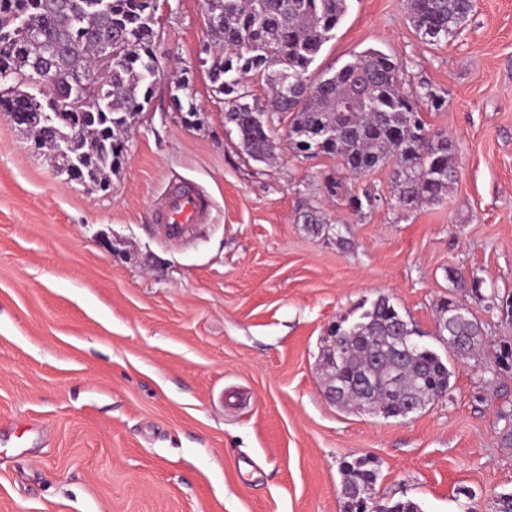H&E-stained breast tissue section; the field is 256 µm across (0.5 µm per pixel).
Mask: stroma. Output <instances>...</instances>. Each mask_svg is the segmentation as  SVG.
Returning <instances> with one entry per match:
<instances>
[{
    "instance_id": "stroma-1",
    "label": "stroma",
    "mask_w": 512,
    "mask_h": 512,
    "mask_svg": "<svg viewBox=\"0 0 512 512\" xmlns=\"http://www.w3.org/2000/svg\"><path fill=\"white\" fill-rule=\"evenodd\" d=\"M347 4L311 70L375 48L401 63L405 89L444 96L421 108L456 147L440 201L407 210L389 168L353 179L297 156L285 114L276 161L252 160L200 64L203 0L157 12L159 68L188 71L196 123L159 81L108 192L64 182L0 113V512H344L343 464L357 459L377 473L374 499L422 512H494L512 494L498 419L512 410V0H476L438 45L405 0ZM183 183L212 209L173 238L153 209ZM365 190L377 204L353 211ZM303 202L329 231L294 222ZM381 295L452 372L407 419L323 395L329 329ZM449 297L482 324L474 355L453 357L436 333Z\"/></svg>"
}]
</instances>
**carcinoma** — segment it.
I'll return each mask as SVG.
<instances>
[{"instance_id": "1", "label": "carcinoma", "mask_w": 512, "mask_h": 512, "mask_svg": "<svg viewBox=\"0 0 512 512\" xmlns=\"http://www.w3.org/2000/svg\"><path fill=\"white\" fill-rule=\"evenodd\" d=\"M0 0V112H56L57 101L74 93L69 79L88 74L99 108L73 121L82 147L75 155L58 151L57 133L40 120V147L52 152L61 172L73 171L80 183L107 189L120 170L131 120L155 91L157 69L156 0ZM209 40L205 47L212 90L224 102V125L235 130L242 150L253 160L275 159V114L290 117L288 146L305 157L336 158L350 175L361 177L390 166V182L400 205L416 209L436 202L457 180L455 147L448 135L426 127L419 99L401 86V64L368 48L333 72L311 79L309 70L334 36L347 0H203ZM472 0H407V20L426 42L448 41L472 11ZM112 41V66L102 62L104 42ZM8 44L3 49L1 45ZM47 62L52 80L39 78ZM263 82L265 99L250 91L245 76ZM295 223L320 234L328 229L324 212L309 204L295 210ZM350 342L336 366L348 385L340 403L359 402L358 375L366 373L372 392L390 417L405 402L440 399L450 388L451 372L441 357L423 346L405 350L398 336H421L381 295L355 328L341 326ZM437 335L454 341L457 357L482 347V325L469 308L448 298L439 306ZM342 485L347 512H357V494L374 484L375 472L357 459L344 464ZM379 512H421L412 501L379 504Z\"/></svg>"}]
</instances>
